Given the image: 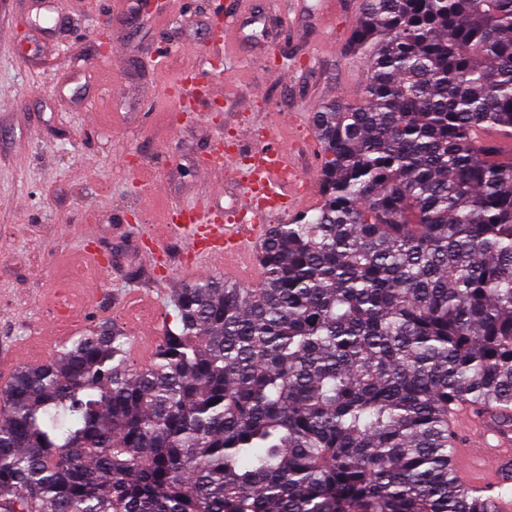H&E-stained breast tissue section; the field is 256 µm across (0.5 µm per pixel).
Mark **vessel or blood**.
Instances as JSON below:
<instances>
[{
    "instance_id": "1",
    "label": "vessel or blood",
    "mask_w": 512,
    "mask_h": 512,
    "mask_svg": "<svg viewBox=\"0 0 512 512\" xmlns=\"http://www.w3.org/2000/svg\"><path fill=\"white\" fill-rule=\"evenodd\" d=\"M251 157L253 176L236 204L238 223L212 222L204 208L169 209L163 215L165 226L182 232L199 257L223 262L228 279L236 278L241 259L257 258L269 225L288 221L308 204L296 181L285 177L295 164L271 122H264ZM451 427L457 434L450 461L456 479L490 495L499 512H512V425L462 406Z\"/></svg>"
}]
</instances>
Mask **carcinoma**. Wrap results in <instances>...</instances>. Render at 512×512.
<instances>
[{"instance_id":"1","label":"carcinoma","mask_w":512,"mask_h":512,"mask_svg":"<svg viewBox=\"0 0 512 512\" xmlns=\"http://www.w3.org/2000/svg\"><path fill=\"white\" fill-rule=\"evenodd\" d=\"M319 206L260 280L182 282L149 360L94 323L0 389V512H497L455 406L512 418V0H359Z\"/></svg>"}]
</instances>
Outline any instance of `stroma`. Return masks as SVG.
<instances>
[{"label":"stroma","instance_id":"obj_1","mask_svg":"<svg viewBox=\"0 0 512 512\" xmlns=\"http://www.w3.org/2000/svg\"><path fill=\"white\" fill-rule=\"evenodd\" d=\"M0 0V357L17 347L49 358L80 329L57 326L58 275L71 257L97 250L100 299L86 316L124 324L132 358L143 362L142 330L127 322V296L151 295L154 335L173 316L168 301L191 261L175 234L168 266L143 256L150 228L171 206L199 205L200 186L223 184L217 216L232 222L244 185L203 164L220 140L281 116L280 135L307 166L310 118L329 99L354 98L368 76L364 58L345 51L359 0H185L145 10L141 0ZM223 15L232 34L219 56L204 51ZM122 43L115 66L102 65V34ZM195 46L197 54L186 53ZM200 68L222 83V111L193 94L190 114L172 112L184 71Z\"/></svg>","mask_w":512,"mask_h":512}]
</instances>
